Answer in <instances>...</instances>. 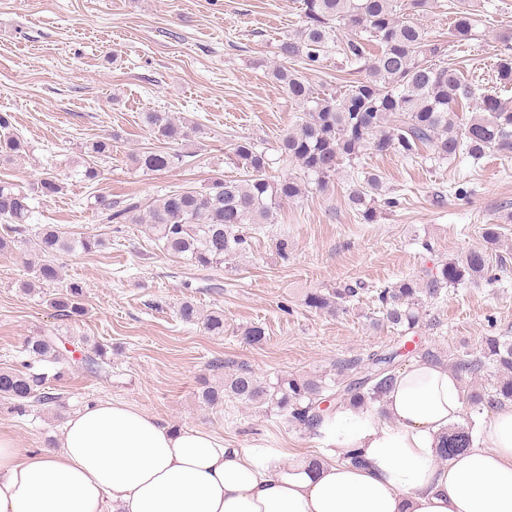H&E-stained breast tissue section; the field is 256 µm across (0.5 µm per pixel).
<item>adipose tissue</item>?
Listing matches in <instances>:
<instances>
[{
	"label": "adipose tissue",
	"mask_w": 512,
	"mask_h": 512,
	"mask_svg": "<svg viewBox=\"0 0 512 512\" xmlns=\"http://www.w3.org/2000/svg\"><path fill=\"white\" fill-rule=\"evenodd\" d=\"M463 407L458 374L417 360L375 407L325 420V458L287 464L101 400L54 447L0 434V512H512V405L485 414L472 448L439 460ZM351 449L364 466L343 462Z\"/></svg>",
	"instance_id": "1"
}]
</instances>
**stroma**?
<instances>
[{"mask_svg": "<svg viewBox=\"0 0 512 512\" xmlns=\"http://www.w3.org/2000/svg\"><path fill=\"white\" fill-rule=\"evenodd\" d=\"M461 11L474 13L477 24L450 59L480 92L496 91L493 65L504 50L500 33L512 29V0H429L419 21L444 40ZM301 24L302 0H0V113L11 114L28 145L22 157L0 161V181L25 189L45 173L57 175L65 187L35 200L34 223L104 241L95 251L54 258L64 278L86 286L87 313L71 320L50 307V288H22L40 259L31 234L0 253V367L16 364L25 337L49 333L71 337L75 357L61 383L62 406L19 416L0 405V432L20 448L45 447L71 413L108 399L178 428L209 430L237 447L280 449L288 463L319 455L315 437L286 417L232 402L200 405L201 381L241 366L271 379L324 375L337 361L397 345L396 330L376 319L370 289L481 245L485 224L501 232L491 259L496 281L449 289L426 306L412 339L450 363L478 350L484 337H512V223L505 221L512 157L406 160L364 151L341 162L326 187L310 184L303 198L284 203L277 223L255 233L249 254L213 268L167 255L145 225L105 223L96 195L150 202L172 186L238 177L229 154L243 137L265 152L271 176L296 174L280 161L276 140L300 108L272 71L283 63L280 40ZM293 67L328 93L356 77L355 64L336 49L319 64ZM153 111L193 127L191 140L174 143L150 131L143 115ZM107 135L113 149L98 164L99 178L75 175L83 144ZM152 149L194 153L195 164L143 171L132 158ZM371 173L382 181V196L398 205L379 207L365 224L349 193ZM282 235L289 244L284 259L276 251ZM351 281L367 291L349 312L305 306L306 293ZM186 301L204 314L222 310L223 335L182 322L177 310ZM252 325L264 328L263 343L243 339ZM91 342L109 346V375L81 369L78 359ZM216 360L223 371L214 370Z\"/></svg>", "mask_w": 512, "mask_h": 512, "instance_id": "stroma-1", "label": "stroma"}]
</instances>
